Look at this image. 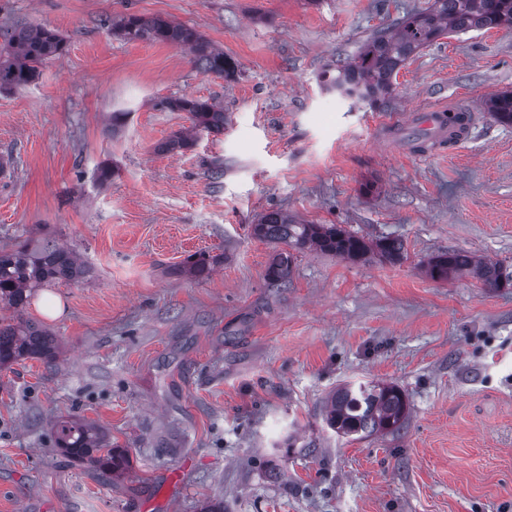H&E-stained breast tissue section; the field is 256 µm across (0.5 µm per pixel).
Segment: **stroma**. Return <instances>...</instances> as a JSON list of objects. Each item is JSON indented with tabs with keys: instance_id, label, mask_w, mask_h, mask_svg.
I'll return each mask as SVG.
<instances>
[{
	"instance_id": "1",
	"label": "stroma",
	"mask_w": 512,
	"mask_h": 512,
	"mask_svg": "<svg viewBox=\"0 0 512 512\" xmlns=\"http://www.w3.org/2000/svg\"><path fill=\"white\" fill-rule=\"evenodd\" d=\"M431 2L0 0V33L43 25L67 40L34 83L0 90V250L50 240L91 270L37 289L24 312L57 340L55 362L0 368V512H200L210 499L224 512H512V288L423 270L465 250L512 271V125L483 111L512 92V28L424 47L385 109L319 81ZM129 14L195 28L234 76L123 39L111 23ZM182 96L228 122L170 153L191 121L163 103ZM448 102L478 113L469 142L418 152V113ZM390 111L413 121L390 130ZM269 209L400 239L407 258L299 252L271 285L279 248L251 232ZM198 253L218 265L185 275ZM347 384L399 386L405 425L336 434L325 403ZM73 415L124 453L120 474L56 448Z\"/></svg>"
}]
</instances>
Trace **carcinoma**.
I'll return each mask as SVG.
<instances>
[{
	"label": "carcinoma",
	"instance_id": "1",
	"mask_svg": "<svg viewBox=\"0 0 512 512\" xmlns=\"http://www.w3.org/2000/svg\"><path fill=\"white\" fill-rule=\"evenodd\" d=\"M498 27H512V0H433L428 9L403 16L392 32L367 39L351 60L336 67V74L324 72L322 83L341 97L379 107L392 97L401 67L422 47L446 34ZM117 29L127 41L184 47L205 73L225 77L234 74L235 67L224 58V52L190 26L173 24L161 17L130 14L120 19ZM65 47L64 39L52 29H15L0 46V87L30 83L39 67L61 55ZM170 106L190 113L192 125L165 145L168 151L188 147L199 131L224 128V108L207 100L182 98ZM483 109L495 121L512 124V93L489 97ZM251 230L259 239L287 247L267 269L268 278L281 283L288 280L294 253L304 250H316L353 263L366 262L373 256L393 264L406 258L404 245L398 239L367 241L336 224L300 223L281 210L262 213ZM216 262V258L200 253L189 256L185 267L189 273L202 276ZM462 272L473 275L488 288L512 286L511 272L465 251L451 250L427 263V273L433 279L446 280ZM88 273L85 263L71 251L48 242L13 252L1 251L0 303L21 311L34 290L59 282H81ZM57 354L58 345L45 329L23 319H0V367L31 356L51 362ZM408 414L405 395L390 384L364 385L356 391L351 387L338 388L328 398L325 411L327 425L348 437L394 432L403 426ZM56 443L64 453L107 477L122 467L123 456L112 448L107 434L82 417L60 421Z\"/></svg>",
	"mask_w": 512,
	"mask_h": 512
}]
</instances>
